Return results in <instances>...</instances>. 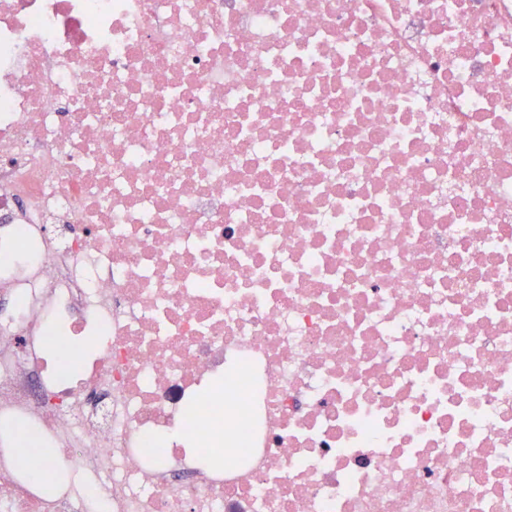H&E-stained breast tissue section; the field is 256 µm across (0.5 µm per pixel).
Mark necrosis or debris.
<instances>
[{"instance_id":"1","label":"necrosis or debris","mask_w":512,"mask_h":512,"mask_svg":"<svg viewBox=\"0 0 512 512\" xmlns=\"http://www.w3.org/2000/svg\"><path fill=\"white\" fill-rule=\"evenodd\" d=\"M2 294L0 512H512V0H0Z\"/></svg>"}]
</instances>
